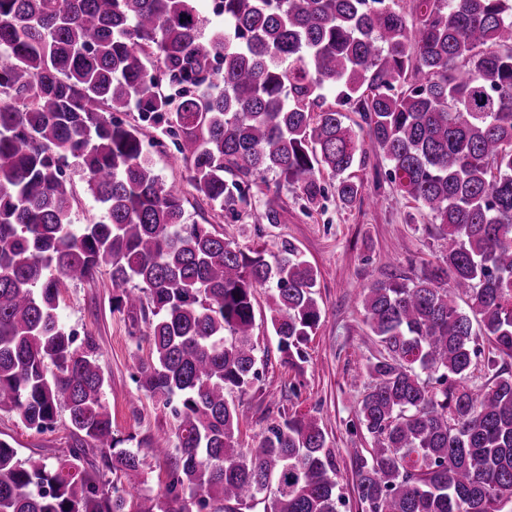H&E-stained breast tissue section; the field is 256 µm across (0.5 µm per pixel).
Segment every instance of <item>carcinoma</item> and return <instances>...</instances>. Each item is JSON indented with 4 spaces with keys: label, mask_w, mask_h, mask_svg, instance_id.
<instances>
[{
    "label": "carcinoma",
    "mask_w": 512,
    "mask_h": 512,
    "mask_svg": "<svg viewBox=\"0 0 512 512\" xmlns=\"http://www.w3.org/2000/svg\"><path fill=\"white\" fill-rule=\"evenodd\" d=\"M195 2L0 0V410L43 432L64 408L74 439L53 464L0 440V512H152L125 485L141 459L116 449L96 344L59 319L63 282L103 272L130 335L147 326L140 386L177 401L175 445L153 448L178 504L167 512H336L317 419L239 448L244 410L227 397L259 380L258 288L274 289L284 362L304 360L317 272L292 245L245 251L186 223L146 123L196 198L255 224L279 223L277 201L252 203L270 173L315 206L326 171L349 206L364 185L347 172L371 152L388 162L445 248L432 270L362 292L383 353L357 410L373 440L358 498L367 512H512V0H217L224 31L210 36ZM71 161L98 220L72 223Z\"/></svg>",
    "instance_id": "1"
}]
</instances>
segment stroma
Here are the masks:
<instances>
[{"label":"stroma","instance_id":"35a3bbf8","mask_svg":"<svg viewBox=\"0 0 512 512\" xmlns=\"http://www.w3.org/2000/svg\"><path fill=\"white\" fill-rule=\"evenodd\" d=\"M387 168V162L374 155L367 168L351 170L355 179L363 180L366 195L375 196V203L345 207L331 196L317 210L306 209L292 186L268 175L267 183L280 205L276 224H255L245 215L230 223L213 211H200L195 201L184 204L187 223L209 221L244 249L261 245L276 254L284 244H292L317 268L321 321L305 347L307 360L301 368L280 358L270 323L271 289L255 292L252 341L260 358V380L243 397L246 418L238 442L252 447L287 413L315 417L336 453V480L344 500L339 512H361L356 460L369 457L371 437L359 426L356 412L368 386L366 367L381 350L364 322L360 293L372 282L434 266L442 251L441 241L427 231L430 216L386 180ZM112 293L106 275L66 283L58 313L78 338L95 342L105 377L104 398L112 413V435L119 447L138 450L142 495L153 512H167V469L153 455L151 445L157 437L173 435L175 419L170 409L157 404L135 382L149 347L130 336L129 319L111 307ZM0 439L9 441L20 456L55 462L71 443L68 416L59 414L53 431L39 433L27 429L15 412L2 410Z\"/></svg>","mask_w":512,"mask_h":512}]
</instances>
